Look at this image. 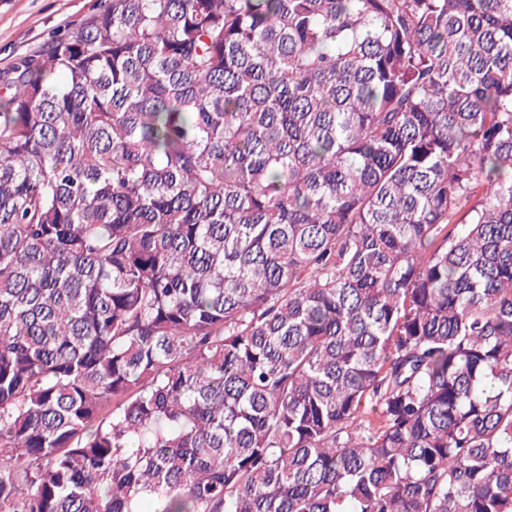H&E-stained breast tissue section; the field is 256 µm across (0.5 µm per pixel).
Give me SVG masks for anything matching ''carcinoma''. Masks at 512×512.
Listing matches in <instances>:
<instances>
[{
	"instance_id": "obj_1",
	"label": "carcinoma",
	"mask_w": 512,
	"mask_h": 512,
	"mask_svg": "<svg viewBox=\"0 0 512 512\" xmlns=\"http://www.w3.org/2000/svg\"><path fill=\"white\" fill-rule=\"evenodd\" d=\"M0 512H512V0H100L4 72Z\"/></svg>"
}]
</instances>
